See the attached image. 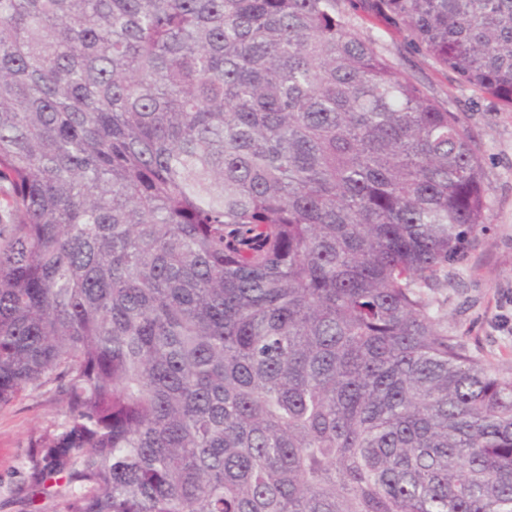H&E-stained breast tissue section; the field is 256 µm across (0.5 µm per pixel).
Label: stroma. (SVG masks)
Listing matches in <instances>:
<instances>
[{"mask_svg":"<svg viewBox=\"0 0 512 512\" xmlns=\"http://www.w3.org/2000/svg\"><path fill=\"white\" fill-rule=\"evenodd\" d=\"M363 38L455 112L478 142L484 190L490 207L489 231L479 236L456 279L437 297L449 335L461 337L501 375L512 376V109L462 84L436 65L403 34L382 23L356 19ZM58 418V407L33 394L0 410V512H17L13 496L22 483L21 461L30 434Z\"/></svg>","mask_w":512,"mask_h":512,"instance_id":"obj_1","label":"stroma"}]
</instances>
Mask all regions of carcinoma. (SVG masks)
<instances>
[{
	"instance_id": "cac0c4a2",
	"label": "carcinoma",
	"mask_w": 512,
	"mask_h": 512,
	"mask_svg": "<svg viewBox=\"0 0 512 512\" xmlns=\"http://www.w3.org/2000/svg\"><path fill=\"white\" fill-rule=\"evenodd\" d=\"M355 16L512 108V0H0L20 512H512L479 149Z\"/></svg>"
}]
</instances>
